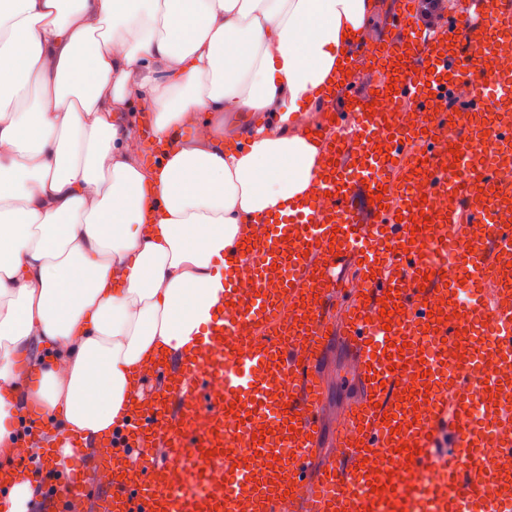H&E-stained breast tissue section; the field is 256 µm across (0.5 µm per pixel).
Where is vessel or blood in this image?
<instances>
[{"label": "vessel or blood", "mask_w": 512, "mask_h": 512, "mask_svg": "<svg viewBox=\"0 0 512 512\" xmlns=\"http://www.w3.org/2000/svg\"><path fill=\"white\" fill-rule=\"evenodd\" d=\"M419 6L420 0H397V30L373 52L352 51L348 74L320 91L326 109L313 194L275 215L243 254L224 259L231 274L224 299L236 320L214 315L191 352L162 358L153 369L159 388L136 395L126 429L106 447L82 443L60 478L46 481L44 512H405L416 479L430 469L443 477L424 490V512H503L512 505L511 476L493 490L435 455L444 427L459 447H470L465 412L480 387L452 372L449 356L430 370L419 357L424 340L472 345L476 318L488 308L498 320L499 346L512 347V207L485 193L494 165L477 168L463 186L447 177L478 136L460 132L448 93L466 72V50L512 46V0H464L462 18L433 28L418 22ZM362 69L378 73L375 88L389 111L359 92ZM492 83L495 93H475L468 112L512 113V74H497ZM411 108L421 113L424 130L399 124L398 112ZM388 166L398 168L401 183L428 179L432 193L455 194L458 205L442 211L413 193L382 190ZM368 193L381 203L366 224L357 200ZM472 224L495 225L491 252L464 246ZM423 237L436 251L454 249L462 270H494L504 300L474 297L463 307L466 321L448 319L455 289L442 260L422 263ZM349 265L364 290L338 279L337 270ZM245 268L251 281L238 277ZM272 281L296 300L297 324L285 332L275 327ZM340 298L347 312L341 321L333 315ZM371 309L389 311L390 329L367 321ZM334 339L352 353L362 396L336 432L335 456L322 461L319 367ZM410 371L419 377L414 390L402 386ZM420 389L428 403L418 414L411 407ZM257 432L262 441L254 440ZM153 448L165 449L164 465L152 464ZM386 461L397 467L390 487L359 492Z\"/></svg>", "instance_id": "1"}]
</instances>
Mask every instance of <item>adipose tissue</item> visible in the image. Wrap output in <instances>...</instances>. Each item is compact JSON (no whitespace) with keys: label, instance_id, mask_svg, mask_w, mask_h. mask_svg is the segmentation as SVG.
Segmentation results:
<instances>
[{"label":"adipose tissue","instance_id":"1","mask_svg":"<svg viewBox=\"0 0 512 512\" xmlns=\"http://www.w3.org/2000/svg\"><path fill=\"white\" fill-rule=\"evenodd\" d=\"M373 7L0 0L1 458L27 405L59 424L62 455L108 443L155 359L193 348L221 301L215 264L311 194L319 148L288 116L370 39ZM134 105L162 164L142 160ZM33 344L26 389L15 359Z\"/></svg>","mask_w":512,"mask_h":512}]
</instances>
